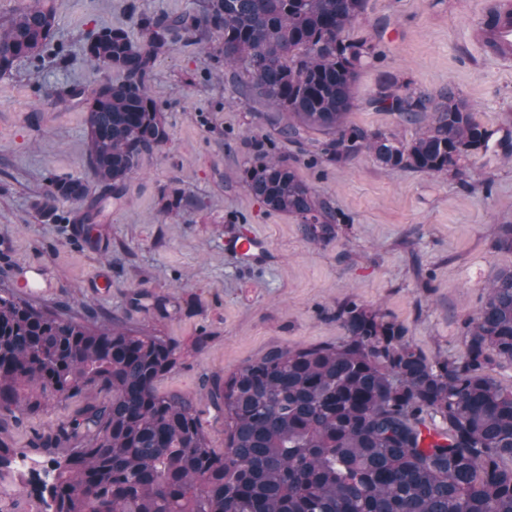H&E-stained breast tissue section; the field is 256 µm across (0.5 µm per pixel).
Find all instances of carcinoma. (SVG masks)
I'll list each match as a JSON object with an SVG mask.
<instances>
[{
  "label": "carcinoma",
  "instance_id": "1",
  "mask_svg": "<svg viewBox=\"0 0 512 512\" xmlns=\"http://www.w3.org/2000/svg\"><path fill=\"white\" fill-rule=\"evenodd\" d=\"M366 0H200L178 15H138L142 41L123 28L90 36L83 54L103 74L84 97L87 163L114 195L169 133L148 80L157 59L186 34L220 41L228 82L271 111L265 124L342 167L362 154L428 174H458L484 154L494 132L453 93L409 140L347 121L366 38L349 29ZM55 14L46 0L0 25V73L49 46ZM117 79H112V76ZM368 104L417 121L430 98L393 83ZM242 182L268 208L296 216L314 242L335 236L338 218L285 159L263 154ZM89 195L78 180H53L36 207ZM131 303L163 318L165 298L135 290ZM335 343L283 349L212 381L208 399L224 419V449L210 446L195 401L162 393L178 343L118 321L89 323L0 293V423L100 389L32 447L66 448L49 479L20 483V502L44 512H512V389L490 374L512 365V269L485 289L463 322L465 349L430 359L398 323L355 300L336 311ZM437 439L425 443V432ZM17 450L0 441V483Z\"/></svg>",
  "mask_w": 512,
  "mask_h": 512
}]
</instances>
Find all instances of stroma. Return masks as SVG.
I'll list each match as a JSON object with an SVG mask.
<instances>
[{
	"mask_svg": "<svg viewBox=\"0 0 512 512\" xmlns=\"http://www.w3.org/2000/svg\"><path fill=\"white\" fill-rule=\"evenodd\" d=\"M483 0H367L350 33L371 38L353 86L351 123L400 140L415 126L369 100L379 84H407L432 103L454 93L493 130L486 154L462 175L386 167L361 155L343 167L317 151L324 134L283 141L263 122L262 104L232 93L224 57L205 43L178 42L154 64L148 87L169 131L166 146L144 158L121 197L98 184L86 161L85 106L98 76L82 46L104 27L135 30L138 13L178 14L194 0H48L54 44L68 61L22 59L0 75V289L14 288L15 268L52 269L59 286L38 306L79 317H112L135 330L176 340L180 356L160 392L196 399L212 447L224 445V422L206 392L272 347L333 343L343 331L336 310L355 299L402 324L428 357L462 352L465 317L477 312L495 274L512 269V251L497 249L512 224V69L484 56L475 24ZM287 158L340 218L337 235L310 241L298 218L270 210L241 180L258 152ZM53 179H75L99 199L95 224L78 231L81 205L62 202L58 220L35 207ZM180 190V209L163 197ZM249 234L259 257L244 262L232 243ZM108 272L111 286L96 279ZM170 297L169 319L133 306V289ZM78 397L8 422L0 439L31 461L36 434L84 406Z\"/></svg>",
	"mask_w": 512,
	"mask_h": 512,
	"instance_id": "1",
	"label": "stroma"
}]
</instances>
